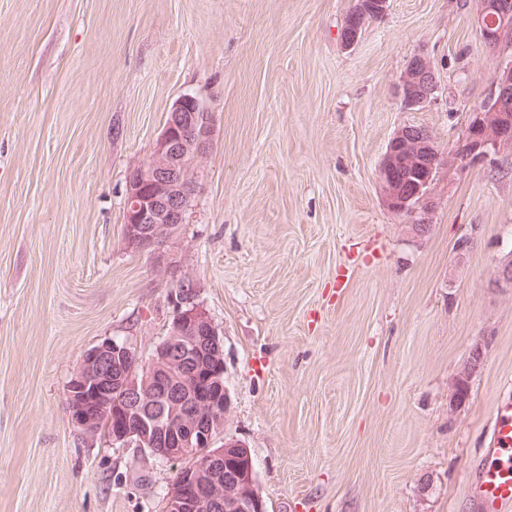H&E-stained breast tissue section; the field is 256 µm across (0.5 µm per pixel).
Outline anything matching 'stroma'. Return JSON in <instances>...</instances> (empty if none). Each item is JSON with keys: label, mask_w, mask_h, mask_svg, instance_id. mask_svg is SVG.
Listing matches in <instances>:
<instances>
[{"label": "stroma", "mask_w": 512, "mask_h": 512, "mask_svg": "<svg viewBox=\"0 0 512 512\" xmlns=\"http://www.w3.org/2000/svg\"><path fill=\"white\" fill-rule=\"evenodd\" d=\"M0 0V512H162L179 465L80 439L68 385L105 339L149 357L172 282L129 250L123 198L174 101L210 106L200 192L168 251L218 326L230 412L268 512H473L512 390V150L441 171L431 232L383 202L394 133L440 151L488 95L480 0ZM426 54L439 90L397 95ZM465 405L449 384L475 343Z\"/></svg>", "instance_id": "1"}]
</instances>
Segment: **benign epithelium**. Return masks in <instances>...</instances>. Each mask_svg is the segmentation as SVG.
Masks as SVG:
<instances>
[{
    "label": "benign epithelium",
    "mask_w": 512,
    "mask_h": 512,
    "mask_svg": "<svg viewBox=\"0 0 512 512\" xmlns=\"http://www.w3.org/2000/svg\"><path fill=\"white\" fill-rule=\"evenodd\" d=\"M482 42L495 54L512 31V0H482L478 16ZM434 67L415 54L398 86L402 103L421 109L435 99ZM213 112L199 97L186 93L175 101L155 141L148 162L128 175L123 207L124 241L135 252L155 256L159 270L176 287V313L169 336L147 359L126 341L105 339L84 353L69 385L67 398L73 424L85 438L105 433L111 445L135 446L152 458L182 462L195 472L172 481L162 512H266L254 487L224 461L250 460L246 445L224 437L229 395L220 371L200 377L184 369L193 353L203 363L222 364L219 328L196 303L198 284L186 270V258L160 248L176 233L192 210L198 190L195 168L184 154L203 157L213 145ZM512 146V60L499 67L483 109L469 115L454 146L443 154L424 127L405 126L391 137L380 162L384 203L397 214L415 217L413 231L425 233L430 224L420 217L427 207L429 187L443 168L463 169L470 163ZM491 287L512 288V254L498 261ZM481 361V349L470 366L452 382V395L468 398L470 368ZM96 389V404L84 405L83 391Z\"/></svg>",
    "instance_id": "1"
}]
</instances>
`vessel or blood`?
I'll return each instance as SVG.
<instances>
[{
    "instance_id": "vessel-or-blood-1",
    "label": "vessel or blood",
    "mask_w": 512,
    "mask_h": 512,
    "mask_svg": "<svg viewBox=\"0 0 512 512\" xmlns=\"http://www.w3.org/2000/svg\"><path fill=\"white\" fill-rule=\"evenodd\" d=\"M470 496L477 512H512L511 391L495 404Z\"/></svg>"
}]
</instances>
